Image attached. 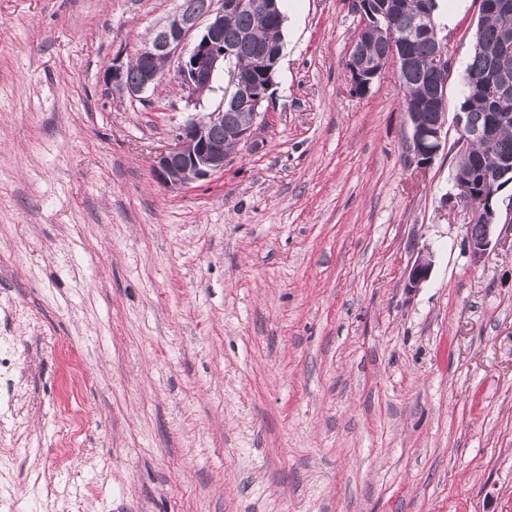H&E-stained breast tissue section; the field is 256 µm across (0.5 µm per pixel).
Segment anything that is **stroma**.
<instances>
[{"instance_id":"obj_1","label":"stroma","mask_w":512,"mask_h":512,"mask_svg":"<svg viewBox=\"0 0 512 512\" xmlns=\"http://www.w3.org/2000/svg\"><path fill=\"white\" fill-rule=\"evenodd\" d=\"M180 2L0 0V512H512V253L471 259L456 129L417 169L348 0H282L254 137L164 187L180 89L108 73ZM432 263V253L428 249L419 250L407 270L406 287L417 288L425 282L429 278Z\"/></svg>"}]
</instances>
